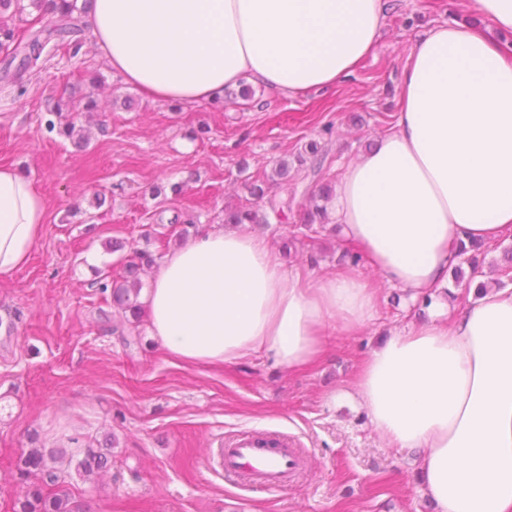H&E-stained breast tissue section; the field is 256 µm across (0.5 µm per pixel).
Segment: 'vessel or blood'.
<instances>
[{"label":"vessel or blood","mask_w":512,"mask_h":512,"mask_svg":"<svg viewBox=\"0 0 512 512\" xmlns=\"http://www.w3.org/2000/svg\"><path fill=\"white\" fill-rule=\"evenodd\" d=\"M215 471L242 475L259 488L279 492L295 482L300 460L285 441H271L261 434H242L233 442L211 451Z\"/></svg>","instance_id":"vessel-or-blood-1"}]
</instances>
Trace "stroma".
Instances as JSON below:
<instances>
[{
    "mask_svg": "<svg viewBox=\"0 0 512 512\" xmlns=\"http://www.w3.org/2000/svg\"><path fill=\"white\" fill-rule=\"evenodd\" d=\"M390 2L371 53L328 91L288 96L256 83L248 101L234 87L220 103L155 100L113 72L90 40L78 56L60 50L21 79L0 78V164L26 174L46 204L27 264L0 280V512L50 494L38 473L19 468L31 450L57 466L89 445L111 455L105 468L68 480L83 512H431L412 454L388 447L343 393L383 337L428 322L424 302L381 284L375 319L356 335H333L318 363L295 371L266 354L180 365L146 321L127 346L98 317L112 308L98 271L120 278L136 249L163 258L175 242L171 209L199 234L223 223L225 207L249 203L258 180L303 202L392 129L417 40L473 13L469 0ZM88 94L97 107L75 114L89 137L80 150L46 119L54 101ZM313 141L326 156L321 171L272 180L276 162H295ZM339 240L329 234L323 252L305 243L282 263L334 269ZM246 431L301 448L306 464L287 491L210 468L211 450Z\"/></svg>",
    "mask_w": 512,
    "mask_h": 512,
    "instance_id": "stroma-1",
    "label": "stroma"
}]
</instances>
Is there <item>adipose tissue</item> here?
<instances>
[{
    "instance_id": "adipose-tissue-1",
    "label": "adipose tissue",
    "mask_w": 512,
    "mask_h": 512,
    "mask_svg": "<svg viewBox=\"0 0 512 512\" xmlns=\"http://www.w3.org/2000/svg\"><path fill=\"white\" fill-rule=\"evenodd\" d=\"M388 0H95L97 47L150 97L216 102L242 79L285 95L352 75L376 44ZM483 26L420 37L394 127L350 163L328 217L368 267L285 270L263 237L217 227L171 249L141 300L148 331L176 361L273 355L307 367L376 316L378 282L436 299L429 323L392 332L349 394L391 447L415 455L433 512H512V288L488 285L456 317L440 294L457 242L512 233V0H471ZM46 205L0 165V279L27 262Z\"/></svg>"
}]
</instances>
